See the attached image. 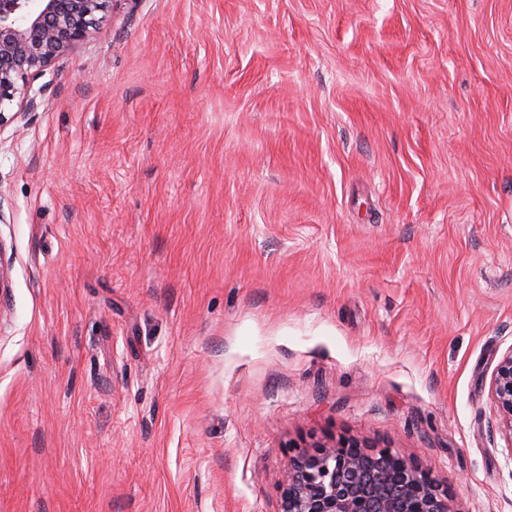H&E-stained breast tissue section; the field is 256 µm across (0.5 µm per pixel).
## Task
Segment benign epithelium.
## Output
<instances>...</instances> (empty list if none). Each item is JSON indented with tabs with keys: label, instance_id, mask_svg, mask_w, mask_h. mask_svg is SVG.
<instances>
[{
	"label": "benign epithelium",
	"instance_id": "obj_1",
	"mask_svg": "<svg viewBox=\"0 0 512 512\" xmlns=\"http://www.w3.org/2000/svg\"><path fill=\"white\" fill-rule=\"evenodd\" d=\"M112 0H0V127L13 105L32 109L24 82L91 36ZM489 396L512 451V347L492 371ZM279 512H457L444 485L415 459L356 439L315 442L288 457Z\"/></svg>",
	"mask_w": 512,
	"mask_h": 512
}]
</instances>
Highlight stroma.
<instances>
[{
  "label": "stroma",
  "instance_id": "stroma-1",
  "mask_svg": "<svg viewBox=\"0 0 512 512\" xmlns=\"http://www.w3.org/2000/svg\"><path fill=\"white\" fill-rule=\"evenodd\" d=\"M0 127V512H278L291 447L512 512V0H112ZM489 396L498 428L512 447V348L505 352L492 371Z\"/></svg>",
  "mask_w": 512,
  "mask_h": 512
}]
</instances>
